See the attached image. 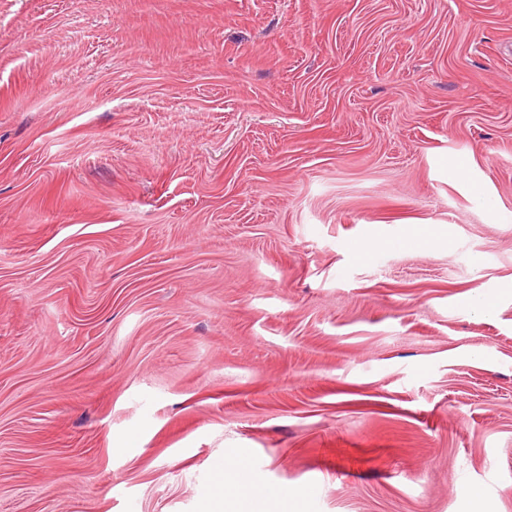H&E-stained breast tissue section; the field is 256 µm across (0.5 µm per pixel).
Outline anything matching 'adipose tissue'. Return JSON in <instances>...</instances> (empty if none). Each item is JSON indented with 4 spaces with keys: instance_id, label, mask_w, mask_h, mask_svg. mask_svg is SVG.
I'll return each instance as SVG.
<instances>
[{
    "instance_id": "obj_1",
    "label": "adipose tissue",
    "mask_w": 512,
    "mask_h": 512,
    "mask_svg": "<svg viewBox=\"0 0 512 512\" xmlns=\"http://www.w3.org/2000/svg\"><path fill=\"white\" fill-rule=\"evenodd\" d=\"M246 468L243 452H235L232 464L216 476L206 512H303L300 490L256 489L244 479ZM229 486L235 487L236 493L228 499L223 490Z\"/></svg>"
}]
</instances>
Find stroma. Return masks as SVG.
<instances>
[{
    "instance_id": "obj_1",
    "label": "stroma",
    "mask_w": 512,
    "mask_h": 512,
    "mask_svg": "<svg viewBox=\"0 0 512 512\" xmlns=\"http://www.w3.org/2000/svg\"><path fill=\"white\" fill-rule=\"evenodd\" d=\"M237 449L512 512V0H0V512H205Z\"/></svg>"
}]
</instances>
